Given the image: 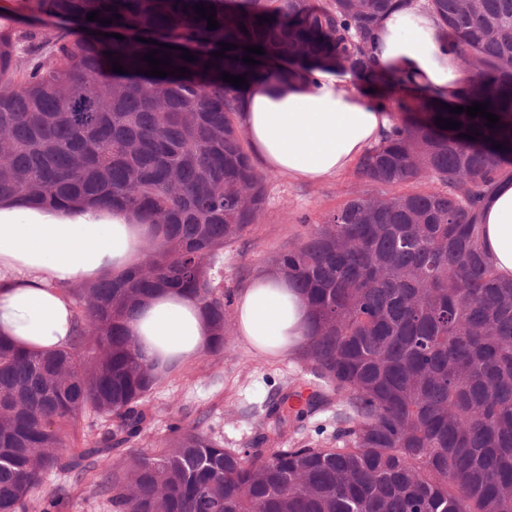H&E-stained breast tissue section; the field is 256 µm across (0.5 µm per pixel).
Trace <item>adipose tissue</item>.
<instances>
[{
	"mask_svg": "<svg viewBox=\"0 0 512 512\" xmlns=\"http://www.w3.org/2000/svg\"><path fill=\"white\" fill-rule=\"evenodd\" d=\"M376 72L408 78L440 101L461 89L463 61L432 20L387 19L377 35ZM386 97L355 72L324 64L287 76L250 78L238 102V127L259 170L321 181L351 169L394 122ZM148 225L119 210L34 209L0 203V336L32 352L67 345L76 308L65 287L95 281L139 262ZM481 243L498 277L512 281V183H502L483 211ZM311 317L307 300L278 271L256 274L236 299L240 336L256 351L293 354ZM150 359L182 363L212 342L210 320L178 290H159L128 324Z\"/></svg>",
	"mask_w": 512,
	"mask_h": 512,
	"instance_id": "ef3b65f1",
	"label": "adipose tissue"
}]
</instances>
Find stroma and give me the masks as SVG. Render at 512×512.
<instances>
[{
  "instance_id": "1",
  "label": "stroma",
  "mask_w": 512,
  "mask_h": 512,
  "mask_svg": "<svg viewBox=\"0 0 512 512\" xmlns=\"http://www.w3.org/2000/svg\"><path fill=\"white\" fill-rule=\"evenodd\" d=\"M267 200L259 219L242 240L224 250V287L239 292L252 277L270 269L277 253L297 247L347 199L377 194L356 170L320 182L266 174ZM313 374L291 355L264 356L241 340L229 324L223 353L204 354L178 365L154 393L153 419L137 441L140 448H163L176 428L197 426L230 449L252 447L264 438L269 448H323L335 445L336 410L327 408L294 419L288 432L263 427V406L277 398L283 384L309 391ZM42 495L55 497L59 512H113L92 479L53 471Z\"/></svg>"
}]
</instances>
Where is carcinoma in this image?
I'll list each match as a JSON object with an SVG mask.
<instances>
[{
  "instance_id": "1",
  "label": "carcinoma",
  "mask_w": 512,
  "mask_h": 512,
  "mask_svg": "<svg viewBox=\"0 0 512 512\" xmlns=\"http://www.w3.org/2000/svg\"><path fill=\"white\" fill-rule=\"evenodd\" d=\"M216 7L219 27L194 10ZM35 21L75 17L82 32L0 24V200L31 207L119 209L161 238L148 261L67 288L70 344L25 353L0 337V512H53L40 495L57 469L85 478L115 450L129 457L95 482L113 512H512V281L479 240L483 206L512 170V0H38ZM418 8L475 71L452 107L489 104L500 117L452 114L414 93L399 120L357 161L361 178L397 189L354 198L275 268L307 298L299 358L336 402L335 448H224L199 429L161 450L134 448L150 397L172 368L146 360L126 324L154 291L189 293L227 333L224 247L266 201L265 181L235 124L241 87L282 59L358 66L393 14ZM111 24L90 22L87 15ZM121 18L116 19L114 15ZM270 18L258 24L257 16ZM120 34L119 40L113 34ZM155 43H150V40ZM43 46L39 66L25 56ZM235 48L222 57L221 44ZM171 48H165V45ZM191 44L208 59H181ZM260 46L259 64L242 61ZM191 75L145 74L152 50ZM113 56L108 57L105 52ZM127 69L112 71V61ZM461 123L444 130L436 119ZM480 133L475 140L465 135ZM502 148H495V144ZM437 181L443 190L421 188ZM283 387L264 418L286 432ZM86 448H63L80 419Z\"/></svg>"
}]
</instances>
